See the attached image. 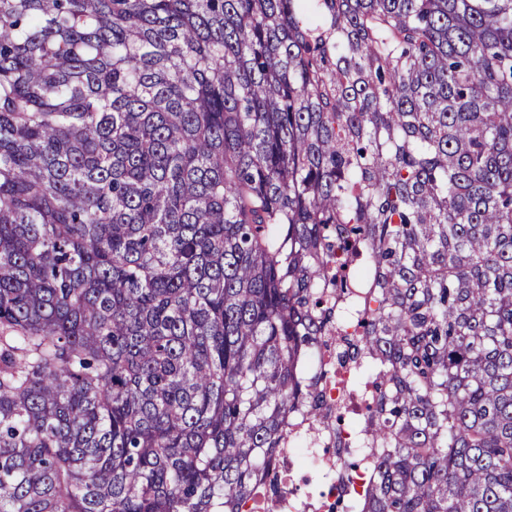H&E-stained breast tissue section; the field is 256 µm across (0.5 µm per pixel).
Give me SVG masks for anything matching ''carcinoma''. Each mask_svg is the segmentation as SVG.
<instances>
[{
  "label": "carcinoma",
  "mask_w": 512,
  "mask_h": 512,
  "mask_svg": "<svg viewBox=\"0 0 512 512\" xmlns=\"http://www.w3.org/2000/svg\"><path fill=\"white\" fill-rule=\"evenodd\" d=\"M333 336L332 512H512V0H0V512L280 497ZM322 361L323 364L327 365L329 368L325 383L327 395L336 400V397L343 390H345L346 394L348 393L349 389L355 383V378L345 368L337 367L336 369V361L329 357L327 353L324 355Z\"/></svg>",
  "instance_id": "1"
}]
</instances>
